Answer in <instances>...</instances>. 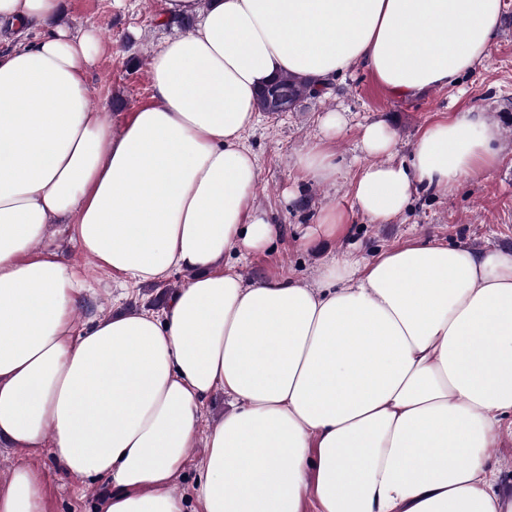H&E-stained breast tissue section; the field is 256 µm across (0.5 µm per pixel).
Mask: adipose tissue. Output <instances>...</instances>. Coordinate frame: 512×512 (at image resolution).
<instances>
[{"label":"adipose tissue","mask_w":512,"mask_h":512,"mask_svg":"<svg viewBox=\"0 0 512 512\" xmlns=\"http://www.w3.org/2000/svg\"><path fill=\"white\" fill-rule=\"evenodd\" d=\"M503 0H163L195 24L149 61L152 102L109 125L91 106L98 40L63 0H0L31 42L0 51V444L50 449L109 482L98 512H512V252L417 239L345 253L307 283L250 281L225 257L277 235L254 206L244 135L257 93L292 73L328 84L361 65L394 96L453 88L487 56ZM323 136L296 167L336 177ZM484 113L428 125L409 162L362 125L359 210L389 222L422 190L482 174ZM135 283L188 281L162 314L76 328L84 282L50 228ZM231 408L211 426L215 392ZM203 442L191 494L177 484ZM37 472L0 481V512H43Z\"/></svg>","instance_id":"1"}]
</instances>
